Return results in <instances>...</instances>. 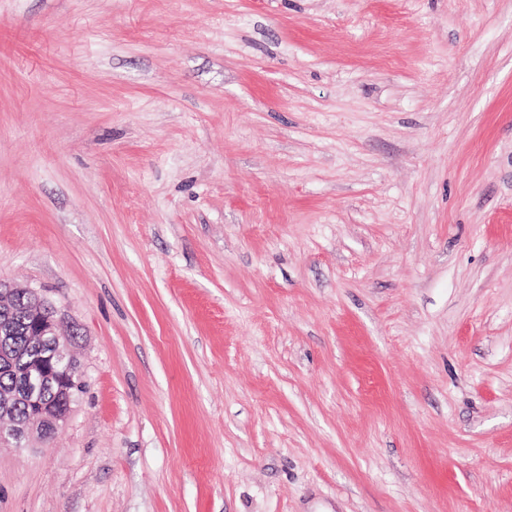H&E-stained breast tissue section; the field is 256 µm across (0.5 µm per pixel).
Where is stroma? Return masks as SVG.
Instances as JSON below:
<instances>
[{
	"label": "stroma",
	"mask_w": 512,
	"mask_h": 512,
	"mask_svg": "<svg viewBox=\"0 0 512 512\" xmlns=\"http://www.w3.org/2000/svg\"><path fill=\"white\" fill-rule=\"evenodd\" d=\"M0 278V512H512V0H0ZM21 289L27 300L26 334L21 332L25 318V305L19 303L14 312L10 302L16 290ZM2 305V307H1ZM2 308V310H1ZM0 329H11L10 314L13 312L14 331L1 335L0 347L14 355V370L10 364L0 363V445L12 443L24 447L33 435L44 443L54 439L68 422L73 410L72 384L81 377L80 364L71 351V338L59 330L64 316L35 288L22 287L0 280ZM28 336H34L43 345V353L24 369L16 373L24 363L39 352L38 345ZM25 415H17V410Z\"/></svg>",
	"instance_id": "stroma-1"
}]
</instances>
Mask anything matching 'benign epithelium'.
Instances as JSON below:
<instances>
[{
    "label": "benign epithelium",
    "instance_id": "obj_1",
    "mask_svg": "<svg viewBox=\"0 0 512 512\" xmlns=\"http://www.w3.org/2000/svg\"><path fill=\"white\" fill-rule=\"evenodd\" d=\"M27 300L26 334L43 345V353L16 373L15 385L0 394V445H26L37 436L48 443L68 422L73 410L72 384L81 377L71 339L59 330L64 316L36 289L0 280V329H11L10 302L16 290Z\"/></svg>",
    "mask_w": 512,
    "mask_h": 512
}]
</instances>
